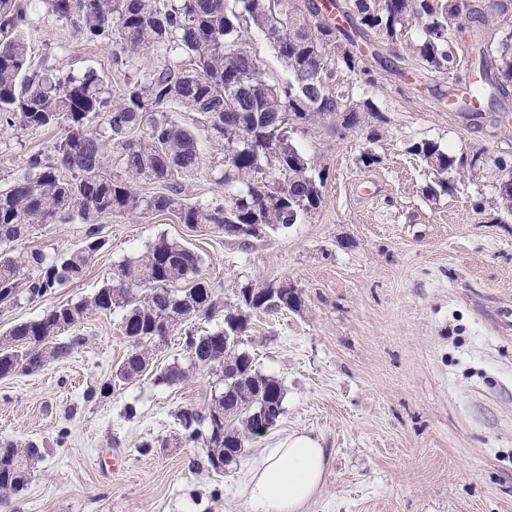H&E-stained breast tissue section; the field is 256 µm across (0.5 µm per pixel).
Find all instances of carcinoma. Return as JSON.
Segmentation results:
<instances>
[{
  "label": "carcinoma",
  "instance_id": "carcinoma-1",
  "mask_svg": "<svg viewBox=\"0 0 512 512\" xmlns=\"http://www.w3.org/2000/svg\"><path fill=\"white\" fill-rule=\"evenodd\" d=\"M44 15L70 26L88 43L111 49V74L88 70L61 76L28 42L31 0H0V126L58 131L48 150L25 157L23 172L0 186V302L22 289L34 300L82 279L104 245L98 225L112 218L169 213L192 228L220 233L234 224L269 231L304 223L324 201L325 173L296 144L294 135L334 117L344 129L365 116L384 117L368 100L355 101L329 85L331 66L371 75L363 59L338 44L337 26L322 22L319 0H39ZM347 40L368 34L391 42L410 23L422 27L409 50L422 65L448 70L456 57L448 30L464 16L480 30L492 23L483 0H345ZM259 32L282 73L266 71L248 43ZM156 63L139 64L145 51ZM478 80L469 83L460 111L479 112L508 97L512 88V28L497 43L475 44ZM193 112L189 126L174 109ZM224 144L222 168L206 164L200 133ZM411 151L439 173L464 165L431 140ZM202 174L225 187L220 200L184 197L185 183ZM496 206L512 217V182L499 183ZM87 224L83 244L55 258L32 250L17 258L15 246L36 224ZM201 256L164 235L136 259L119 265L89 299L54 305L34 320L14 325L0 339V377L24 376L68 357L75 334L96 313L121 312L128 342L107 392L142 376L151 366L150 337L177 331L193 318H209L219 304L200 277ZM274 283L248 282L238 302L224 305V321L248 332V312L301 306L297 289L267 296ZM189 364L220 377L223 387L199 407L180 409L182 443L207 449L218 472L224 460L258 436L255 410L283 405L280 383L259 373L242 346H224V327L184 332ZM186 370L173 364L157 380L173 384ZM39 457L0 443V491L17 494Z\"/></svg>",
  "mask_w": 512,
  "mask_h": 512
}]
</instances>
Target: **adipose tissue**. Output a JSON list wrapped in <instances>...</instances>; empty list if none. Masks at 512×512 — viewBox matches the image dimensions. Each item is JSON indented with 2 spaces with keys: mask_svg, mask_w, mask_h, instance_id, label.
Wrapping results in <instances>:
<instances>
[{
  "mask_svg": "<svg viewBox=\"0 0 512 512\" xmlns=\"http://www.w3.org/2000/svg\"><path fill=\"white\" fill-rule=\"evenodd\" d=\"M327 453L320 438L293 433L267 449L251 469L247 512H302L322 487Z\"/></svg>",
  "mask_w": 512,
  "mask_h": 512,
  "instance_id": "adipose-tissue-1",
  "label": "adipose tissue"
}]
</instances>
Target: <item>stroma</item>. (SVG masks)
<instances>
[{
    "mask_svg": "<svg viewBox=\"0 0 512 512\" xmlns=\"http://www.w3.org/2000/svg\"><path fill=\"white\" fill-rule=\"evenodd\" d=\"M60 41L68 52L52 54ZM448 44L459 61L450 72L411 59L394 72L371 58L374 83L336 74L334 88L371 99L383 117L349 130L328 120L297 135L327 175L324 203L308 222L244 250L170 215L118 218L101 225L106 245L83 279L0 305L1 334L92 296L162 235L202 256L222 302L235 303L251 281L288 282L302 301L251 316L245 348L260 373L280 382L283 413L218 474L206 468L205 449L177 442L178 410L201 405L219 385L209 370L190 367L180 336L156 350L151 371L105 393L128 343L119 315L97 314L67 358L0 378V441H32L41 452L29 484L0 498V512H246L250 468L294 432L320 437L329 453L325 483L303 512H512V219L496 208L495 165L512 166V121L449 107L470 75L468 29L451 28ZM32 48L63 74L110 68L109 49L40 13ZM55 137L0 128V182L13 181L26 155ZM421 139L485 162L453 173V192L426 197L438 174L409 152ZM367 150L377 164L360 162ZM85 233L77 223L40 226L22 248L53 258ZM174 363L187 367L186 378L158 382L157 370ZM90 388L97 395L88 401Z\"/></svg>",
    "mask_w": 512,
    "mask_h": 512,
    "instance_id": "stroma-1",
    "label": "stroma"
}]
</instances>
